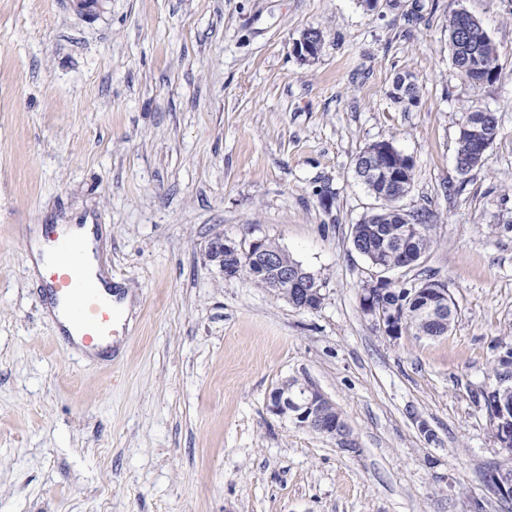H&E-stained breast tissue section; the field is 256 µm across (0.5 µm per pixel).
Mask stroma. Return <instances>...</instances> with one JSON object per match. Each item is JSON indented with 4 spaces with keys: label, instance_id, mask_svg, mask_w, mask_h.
Masks as SVG:
<instances>
[{
    "label": "stroma",
    "instance_id": "35a3bbf8",
    "mask_svg": "<svg viewBox=\"0 0 512 512\" xmlns=\"http://www.w3.org/2000/svg\"><path fill=\"white\" fill-rule=\"evenodd\" d=\"M459 9L498 49L477 89L448 51ZM404 72L416 103L390 96ZM474 105L502 135L463 178ZM382 138L414 164L402 208L434 216L426 256L386 275L447 284L437 339L360 308L381 273L350 232L380 202L354 159ZM61 224L105 231L112 291L133 297L110 360L62 338L30 273L33 228ZM219 233L277 242L321 276V307L224 277ZM510 346L512 0H0V512H511L485 486L504 456L478 398ZM293 378L355 450L268 410ZM293 52L301 60L311 62L320 52L318 38L310 30L304 31L293 43ZM488 113H491L492 115L497 116L496 112H493V111L487 110V109L486 110L474 109V110H471L470 112L465 113V116L458 123V127H457V132H456L457 133V138H456L457 146H458V139L460 138V136L462 134V128L464 127V125L466 123L482 122V121H484L483 118ZM486 120L489 121L488 115H487ZM489 123H492V120H490ZM484 136H485V131H484L482 125H480V124H476V125L474 124V125L464 129V134H462L461 142H460L462 145V148L460 150V153L459 154L457 153L455 156V167L456 168H460L461 159L464 157V154L462 153L463 147H465L466 144L469 146L471 143L477 142L479 140L480 141L483 140Z\"/></svg>",
    "mask_w": 512,
    "mask_h": 512
}]
</instances>
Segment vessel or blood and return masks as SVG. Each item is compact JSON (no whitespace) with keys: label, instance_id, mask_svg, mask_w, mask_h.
<instances>
[{"label":"vessel or blood","instance_id":"b4317fda","mask_svg":"<svg viewBox=\"0 0 512 512\" xmlns=\"http://www.w3.org/2000/svg\"><path fill=\"white\" fill-rule=\"evenodd\" d=\"M51 287L70 305V317L85 339H106L113 334L112 308L91 281L84 258L85 249L77 240H64L55 248Z\"/></svg>","mask_w":512,"mask_h":512}]
</instances>
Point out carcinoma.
<instances>
[{
	"label": "carcinoma",
	"instance_id": "obj_1",
	"mask_svg": "<svg viewBox=\"0 0 512 512\" xmlns=\"http://www.w3.org/2000/svg\"><path fill=\"white\" fill-rule=\"evenodd\" d=\"M463 11H454L448 16V46L453 68L459 77L474 89L499 76L498 51L481 22L469 24L467 45L461 47L457 36L463 26ZM501 136L498 124L488 126L486 143L483 151L471 150L465 160L468 170L472 171L483 166L489 152ZM387 155L366 154L359 152L355 163L360 168L358 181L367 191L381 201L378 210L365 217L358 224L363 236L367 252L372 259L384 267H404V263L414 266L426 255L431 247L429 224L432 214L417 210L410 212V221L403 220V209L400 206L402 190L393 184L380 180L366 179L369 171H379L387 165ZM224 267L230 270L231 277L246 275L262 288H271L272 276L257 269L256 262H248L241 256L228 252L224 254ZM409 329L417 336H435L438 326L427 315L419 313L411 317Z\"/></svg>",
	"mask_w": 512,
	"mask_h": 512
}]
</instances>
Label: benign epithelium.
I'll use <instances>...</instances> for the list:
<instances>
[{
  "label": "benign epithelium",
  "mask_w": 512,
  "mask_h": 512,
  "mask_svg": "<svg viewBox=\"0 0 512 512\" xmlns=\"http://www.w3.org/2000/svg\"><path fill=\"white\" fill-rule=\"evenodd\" d=\"M294 54L302 61L315 60L320 52L318 38L310 30L304 31L293 43ZM239 251L256 261L263 269L274 274L277 288L274 294L292 307L303 311L319 309L324 300V282L313 272L288 269L280 263L279 251L265 246V240L255 239L247 244L215 235L208 240L207 259L214 263L219 271H224V252ZM390 280L380 277L364 284L359 302L364 315L383 334L397 338L407 332L404 310L391 311L379 301ZM423 294L422 312L433 319L450 325L448 321V289L419 288ZM497 385L494 388L496 399L489 407L488 419L494 437L504 455L512 457V364L499 368L496 374ZM269 408L279 416H286L292 422L307 430L334 438L337 442L345 438L336 433V407L317 388L298 386L289 381L272 392ZM487 489L502 501L512 499V467L501 463L492 468L486 477Z\"/></svg>",
  "instance_id": "obj_1"
}]
</instances>
